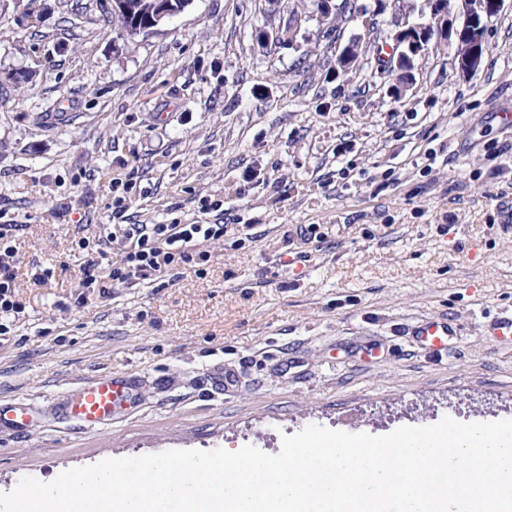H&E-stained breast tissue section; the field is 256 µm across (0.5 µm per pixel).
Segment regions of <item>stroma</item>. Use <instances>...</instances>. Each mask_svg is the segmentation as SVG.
<instances>
[{"label": "stroma", "instance_id": "stroma-1", "mask_svg": "<svg viewBox=\"0 0 512 512\" xmlns=\"http://www.w3.org/2000/svg\"><path fill=\"white\" fill-rule=\"evenodd\" d=\"M350 2L337 33L312 0H192L126 37L97 0H0V224L17 227L23 305L0 335V402L33 410L26 433L0 429V493L171 449L274 455L313 424L512 419V343L487 334L512 314V0L474 75L434 39L398 100L369 48L392 44L391 14ZM353 40L368 54L337 70ZM118 201L129 224L250 235L208 243L200 272L82 288L76 242L105 236ZM429 320L451 335L415 336ZM99 375L135 396L79 428L64 399Z\"/></svg>", "mask_w": 512, "mask_h": 512}]
</instances>
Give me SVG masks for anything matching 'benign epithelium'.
Returning <instances> with one entry per match:
<instances>
[{"instance_id": "benign-epithelium-1", "label": "benign epithelium", "mask_w": 512, "mask_h": 512, "mask_svg": "<svg viewBox=\"0 0 512 512\" xmlns=\"http://www.w3.org/2000/svg\"><path fill=\"white\" fill-rule=\"evenodd\" d=\"M427 2L431 21L410 25L398 31L400 37L394 39L395 62H412L413 57L427 49L431 34L437 33L454 41V64L462 74L477 72L484 57L487 26L501 12L504 0H458L457 15L461 18L458 26L441 9V0ZM314 5L312 17L320 24L339 9L337 0H314ZM187 6L188 3L183 2L177 7L172 0H111V9L133 19V24L126 32L128 36L153 31Z\"/></svg>"}]
</instances>
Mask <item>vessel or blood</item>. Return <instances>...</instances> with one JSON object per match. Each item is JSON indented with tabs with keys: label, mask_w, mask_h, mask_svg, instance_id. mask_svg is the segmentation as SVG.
<instances>
[{
	"label": "vessel or blood",
	"mask_w": 512,
	"mask_h": 512,
	"mask_svg": "<svg viewBox=\"0 0 512 512\" xmlns=\"http://www.w3.org/2000/svg\"><path fill=\"white\" fill-rule=\"evenodd\" d=\"M130 383L127 379L90 378L73 389L67 396L69 418L84 428H96L111 422L116 410L129 398ZM30 422L26 405L0 404V428L25 430Z\"/></svg>",
	"instance_id": "obj_1"
}]
</instances>
